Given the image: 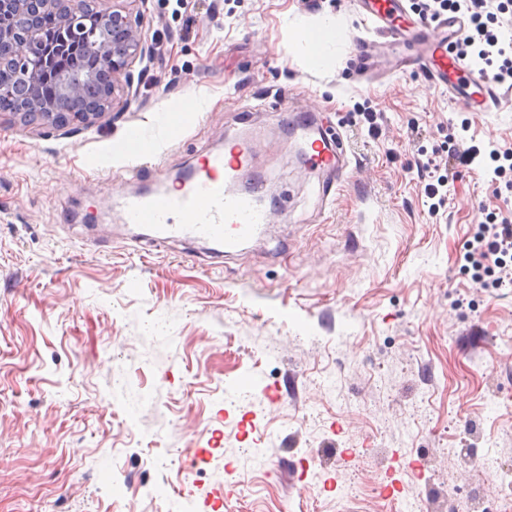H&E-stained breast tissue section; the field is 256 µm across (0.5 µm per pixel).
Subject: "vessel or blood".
<instances>
[{
    "instance_id": "1",
    "label": "vessel or blood",
    "mask_w": 512,
    "mask_h": 512,
    "mask_svg": "<svg viewBox=\"0 0 512 512\" xmlns=\"http://www.w3.org/2000/svg\"><path fill=\"white\" fill-rule=\"evenodd\" d=\"M365 19L373 30L400 42L416 34L420 62L426 68L434 88L445 89L466 101L471 108L488 111L498 106L501 96L493 82L471 71L463 61L448 52L450 40L459 38L465 27L463 17L451 13L434 28L414 31L403 0H364ZM243 144L232 143L228 153L205 158L201 171L178 196L157 195L132 200L128 204L131 223L153 226L155 244L172 239H211L225 255L234 256L246 245L264 235L270 214L259 203L255 192L233 189L234 173L245 157ZM310 165L343 172L346 160L333 137L313 139L306 155Z\"/></svg>"
}]
</instances>
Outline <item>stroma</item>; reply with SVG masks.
Instances as JSON below:
<instances>
[{"label":"stroma","mask_w":512,"mask_h":512,"mask_svg":"<svg viewBox=\"0 0 512 512\" xmlns=\"http://www.w3.org/2000/svg\"><path fill=\"white\" fill-rule=\"evenodd\" d=\"M148 8L123 113L0 128V512H370L377 481L445 512L451 482H482L460 449L512 469V286L461 256L501 205L486 150L512 147V102L471 111L393 45L360 79L356 0ZM326 14L341 36L314 73L291 30ZM305 116L348 161L329 205L330 173L283 132ZM464 121L481 156L434 220L417 148ZM134 128L152 155L115 153ZM233 140L275 195L269 236L230 258L147 247L123 197Z\"/></svg>","instance_id":"1"}]
</instances>
